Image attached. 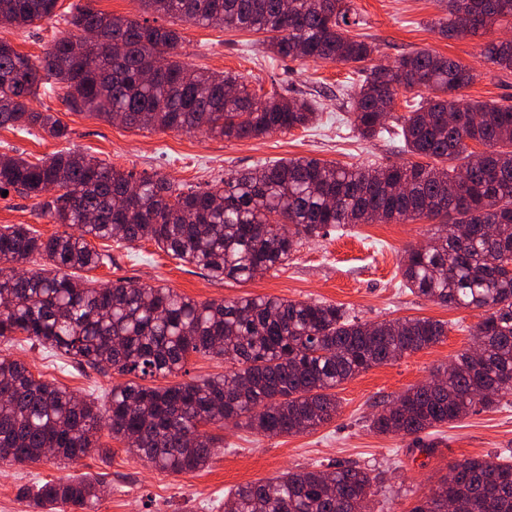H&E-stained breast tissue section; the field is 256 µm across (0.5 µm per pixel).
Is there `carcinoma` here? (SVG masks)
<instances>
[{
    "mask_svg": "<svg viewBox=\"0 0 512 512\" xmlns=\"http://www.w3.org/2000/svg\"><path fill=\"white\" fill-rule=\"evenodd\" d=\"M352 0H142L147 12L200 25L267 34L276 56L353 64L350 124L364 139L395 134L421 162L340 166L301 157L230 174L183 190L165 177L138 175L76 152L30 161L0 157V193L37 200L42 216L67 228L47 239L27 224L0 227V344L21 334L33 346L81 366L131 380L108 403L81 398L36 378L0 354V464L52 460L72 464L112 438L152 467L174 474L203 469L221 437L208 425L279 437L331 421L335 389L378 365L438 343L445 323L425 317L367 323L342 305L277 297L198 302L165 286L119 279L95 285L75 276L109 256L87 237L154 242L219 280L246 282L288 262L305 239L357 224L430 220L436 231L403 255L401 282L436 304L483 311L467 350L445 369L442 385L423 383L386 403L370 421L379 434L421 440L477 407L512 396V106L465 102L473 70L435 51H411L391 66H370L376 43L351 34L360 20ZM437 0L440 33L478 35L512 20V0ZM58 0H0V18L19 28L56 16ZM67 23L93 29L101 42L78 58L71 37L55 39L35 61L0 39V127L69 135L29 98L52 82L71 109L148 131L204 132L222 139L260 138L305 128L316 103L258 94L239 76L193 69L177 60L178 32L87 6ZM484 57L512 71V41L492 40ZM414 93L392 123L398 91ZM458 121L448 126V118ZM485 147L479 158L468 142ZM497 225L490 238L484 225ZM47 266L25 265L37 259ZM224 359L220 376L169 387L144 383L183 368L188 356ZM379 476L359 466L290 470L228 494V512H366ZM104 483L85 477L22 485L18 496L39 512H92ZM512 512V461L465 458L411 512Z\"/></svg>",
    "mask_w": 512,
    "mask_h": 512,
    "instance_id": "1",
    "label": "carcinoma"
}]
</instances>
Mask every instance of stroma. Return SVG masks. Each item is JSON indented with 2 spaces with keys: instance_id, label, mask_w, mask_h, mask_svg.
<instances>
[{
  "instance_id": "stroma-1",
  "label": "stroma",
  "mask_w": 512,
  "mask_h": 512,
  "mask_svg": "<svg viewBox=\"0 0 512 512\" xmlns=\"http://www.w3.org/2000/svg\"><path fill=\"white\" fill-rule=\"evenodd\" d=\"M352 4L362 20L359 33L380 48L379 62L393 63L415 49L433 50L462 61L476 73L475 82L461 92L464 99L512 104V72L494 67L482 54L485 43L512 37V26L446 39L433 28L439 16L434 0H352ZM155 21L179 32V59L184 64L237 74L255 90L314 99L319 104L318 120L305 128L242 140L144 131L72 111L63 90L48 89L40 91L30 105L50 110L67 126L68 138L0 128V154L21 153L33 160L70 150L139 174L158 173L184 186L300 157L343 165L411 161L399 140L388 136L365 140L351 131L346 84L351 66L276 57L267 50L261 32L194 25L164 15ZM72 31L65 22L44 21L23 29L0 24V38L35 59L43 57L54 38ZM11 224L29 225L44 238L63 230L62 225L38 216L34 200L15 192L0 197V226ZM434 231V224L426 220L346 227L304 242L282 268L242 283L214 279L173 259L151 241L95 240V248L109 256L106 264L89 273L90 279L101 283L125 279L161 285L199 302L254 296L326 301L343 305L368 323L426 317L446 322L448 333L427 349L372 367L342 384L336 390L337 415L317 430L274 438L242 428L219 430L223 447L215 449L209 464L194 473L158 471L128 453L106 431L100 434V451L72 465L45 460L0 465V512H33L18 499V486L70 475L104 481L106 491L95 512H224V498L236 486L272 479L290 469L351 464L375 470L383 478L380 492L369 504L370 512H411L447 473L449 464L464 458L512 455V397L445 426L435 436L436 448L429 455L413 448L412 437L382 435L369 427L379 402L427 382L470 349L472 330L481 319L480 310L440 306L403 286L398 266L405 249L427 243ZM0 353L23 361L35 376L81 397L104 400L114 385L124 381L116 373L78 367L19 339L0 348Z\"/></svg>"
}]
</instances>
